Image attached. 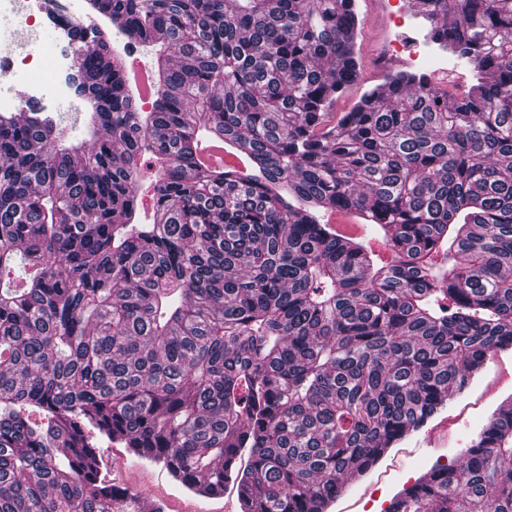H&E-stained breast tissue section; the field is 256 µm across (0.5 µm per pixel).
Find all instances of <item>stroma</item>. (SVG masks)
<instances>
[{"mask_svg": "<svg viewBox=\"0 0 512 512\" xmlns=\"http://www.w3.org/2000/svg\"><path fill=\"white\" fill-rule=\"evenodd\" d=\"M48 14L36 22L39 39L55 42L56 60L43 62L36 81L22 74H0V110L18 112L27 101H36L43 114L54 116L69 112L71 106L89 111L90 106L76 92L77 68L74 44L63 30L50 21L52 14L72 11L74 0H47ZM365 20L360 44V79L347 94L338 98L334 111L345 112L371 87L382 83L381 63L391 36L412 35L420 38L426 53L440 62L454 63L463 76H471L473 65L457 62L451 53L439 49L427 39L429 22L416 16L410 0H395L407 23L406 28L390 27L379 0H358ZM512 402V350L490 358L475 375L468 389L448 400L442 411L401 443L390 449L363 477L349 480L330 512H385L392 497L437 464H451L462 459L479 430L501 404ZM103 473L112 483L138 493L143 503L160 504L164 512H240L237 494L226 490L218 498L196 496L172 480L160 464L129 455L119 443H104Z\"/></svg>", "mask_w": 512, "mask_h": 512, "instance_id": "35a3bbf8", "label": "stroma"}]
</instances>
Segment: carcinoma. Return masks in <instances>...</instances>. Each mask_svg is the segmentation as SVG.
I'll use <instances>...</instances> for the list:
<instances>
[{"label":"carcinoma","instance_id":"cac0c4a2","mask_svg":"<svg viewBox=\"0 0 512 512\" xmlns=\"http://www.w3.org/2000/svg\"><path fill=\"white\" fill-rule=\"evenodd\" d=\"M414 2L476 78L399 67L336 115L356 0H82L90 139L0 113V512H141L103 439L241 512H328L512 350V0ZM135 42L159 47L148 111ZM215 136L250 173L201 167ZM386 512H512V410Z\"/></svg>","mask_w":512,"mask_h":512}]
</instances>
